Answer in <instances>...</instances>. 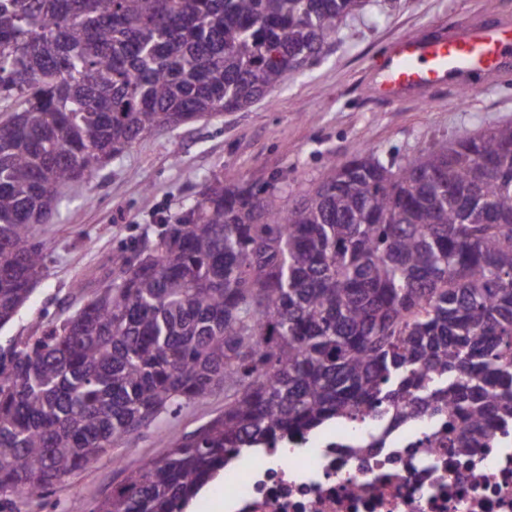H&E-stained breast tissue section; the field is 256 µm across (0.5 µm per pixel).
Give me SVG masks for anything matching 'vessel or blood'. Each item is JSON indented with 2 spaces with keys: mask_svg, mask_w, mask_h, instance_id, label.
<instances>
[{
  "mask_svg": "<svg viewBox=\"0 0 512 512\" xmlns=\"http://www.w3.org/2000/svg\"><path fill=\"white\" fill-rule=\"evenodd\" d=\"M512 71V18L477 22L449 37L403 35L388 47L372 90L397 99L425 87L464 83L469 74Z\"/></svg>",
  "mask_w": 512,
  "mask_h": 512,
  "instance_id": "b4317fda",
  "label": "vessel or blood"
}]
</instances>
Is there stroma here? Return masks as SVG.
<instances>
[{"instance_id": "stroma-1", "label": "stroma", "mask_w": 512, "mask_h": 512, "mask_svg": "<svg viewBox=\"0 0 512 512\" xmlns=\"http://www.w3.org/2000/svg\"><path fill=\"white\" fill-rule=\"evenodd\" d=\"M505 13L512 15V0H366L360 13L343 21L324 55L247 109L137 140L91 183L66 188L50 221L35 227L36 238L47 245L45 273L0 328V352L72 315L102 284L113 252L154 237L162 220L213 177L274 185L288 204L317 184L327 160L369 152L403 163L438 140L512 122V73L493 83L470 76L473 91L465 100L453 87L391 102L370 92L395 38L449 34ZM223 409L218 392L174 421L141 430L54 486L47 503L19 500L18 512H70L75 503L103 499L130 470L163 454L170 432L191 433Z\"/></svg>"}]
</instances>
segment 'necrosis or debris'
Wrapping results in <instances>:
<instances>
[{
    "mask_svg": "<svg viewBox=\"0 0 512 512\" xmlns=\"http://www.w3.org/2000/svg\"><path fill=\"white\" fill-rule=\"evenodd\" d=\"M438 424L411 416L368 447L367 429L329 428L299 444L236 456L210 512H512V435L459 456Z\"/></svg>",
    "mask_w": 512,
    "mask_h": 512,
    "instance_id": "4bbe7bcc",
    "label": "necrosis or debris"
}]
</instances>
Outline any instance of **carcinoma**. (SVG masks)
Listing matches in <instances>:
<instances>
[{
	"label": "carcinoma",
	"mask_w": 512,
	"mask_h": 512,
	"mask_svg": "<svg viewBox=\"0 0 512 512\" xmlns=\"http://www.w3.org/2000/svg\"><path fill=\"white\" fill-rule=\"evenodd\" d=\"M364 0H0V328L61 190L161 128L247 108ZM63 323L0 353V512L217 389L73 512H184L233 454L416 408L464 455L512 431V123L404 164L325 165L294 204L216 176Z\"/></svg>",
	"instance_id": "obj_1"
}]
</instances>
